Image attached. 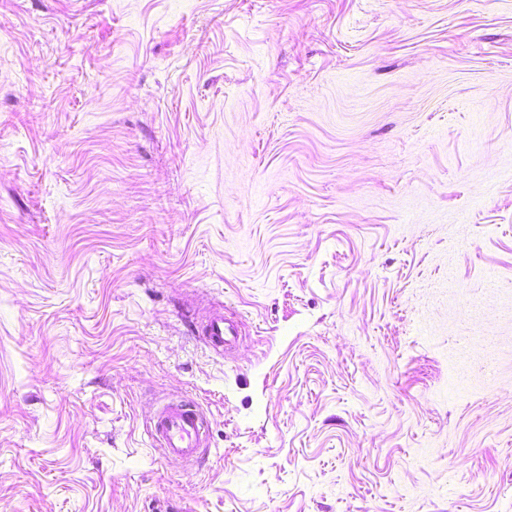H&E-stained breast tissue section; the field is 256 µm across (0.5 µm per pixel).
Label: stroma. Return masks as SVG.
Wrapping results in <instances>:
<instances>
[{
    "mask_svg": "<svg viewBox=\"0 0 512 512\" xmlns=\"http://www.w3.org/2000/svg\"><path fill=\"white\" fill-rule=\"evenodd\" d=\"M184 504L512 512V0H0V512ZM198 336L216 351L229 350L241 335V323L233 315L224 314L223 308L208 311L205 322L196 328ZM148 432L165 459L194 463L207 448L205 412L189 399H172L149 419Z\"/></svg>",
    "mask_w": 512,
    "mask_h": 512,
    "instance_id": "obj_1",
    "label": "stroma"
}]
</instances>
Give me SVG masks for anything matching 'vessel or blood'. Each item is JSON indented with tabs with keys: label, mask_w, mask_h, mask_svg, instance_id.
Returning <instances> with one entry per match:
<instances>
[{
	"label": "vessel or blood",
	"mask_w": 512,
	"mask_h": 512,
	"mask_svg": "<svg viewBox=\"0 0 512 512\" xmlns=\"http://www.w3.org/2000/svg\"><path fill=\"white\" fill-rule=\"evenodd\" d=\"M196 333L214 350L234 347L241 334V324L223 309L208 311ZM207 417L188 399H173L159 407L149 420L148 432L161 456L186 463L197 461L206 448Z\"/></svg>",
	"instance_id": "vessel-or-blood-1"
}]
</instances>
